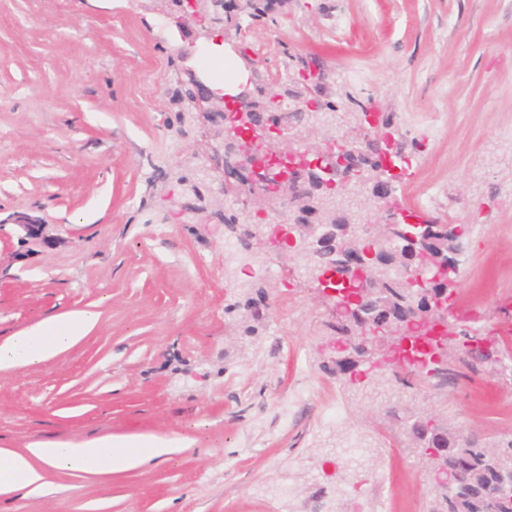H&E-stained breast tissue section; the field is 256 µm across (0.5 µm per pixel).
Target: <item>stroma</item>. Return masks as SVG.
I'll list each match as a JSON object with an SVG mask.
<instances>
[{
	"instance_id": "obj_1",
	"label": "stroma",
	"mask_w": 512,
	"mask_h": 512,
	"mask_svg": "<svg viewBox=\"0 0 512 512\" xmlns=\"http://www.w3.org/2000/svg\"><path fill=\"white\" fill-rule=\"evenodd\" d=\"M179 12L0 0V340L51 315H100L56 358L0 371V448L185 442L123 472H49L42 492L0 494V512H359L375 481L383 512H436L409 416L489 446L512 437L499 374L512 359V0H283L224 31ZM292 55L325 73L314 96L335 103L337 132L401 150L386 199L338 182L366 202L357 223L456 226L451 298L491 317L477 370L429 389L391 360L340 371L353 351L305 260L227 232L242 202L224 192V119L192 100L224 82L225 59L239 72L255 60L275 88ZM18 213L47 242L24 239ZM270 261L276 275L260 273ZM335 403L338 420L324 414ZM352 432L366 454L348 473L333 449Z\"/></svg>"
}]
</instances>
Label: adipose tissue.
Returning <instances> with one entry per match:
<instances>
[{
	"instance_id": "ef3b65f1",
	"label": "adipose tissue",
	"mask_w": 512,
	"mask_h": 512,
	"mask_svg": "<svg viewBox=\"0 0 512 512\" xmlns=\"http://www.w3.org/2000/svg\"><path fill=\"white\" fill-rule=\"evenodd\" d=\"M98 321V313L85 310L41 320L0 342V370L47 362L86 336ZM172 446V441L159 438L102 437L80 446L38 442L23 454L0 448V493L43 490L45 475L52 470L81 476L135 468L162 460Z\"/></svg>"
}]
</instances>
